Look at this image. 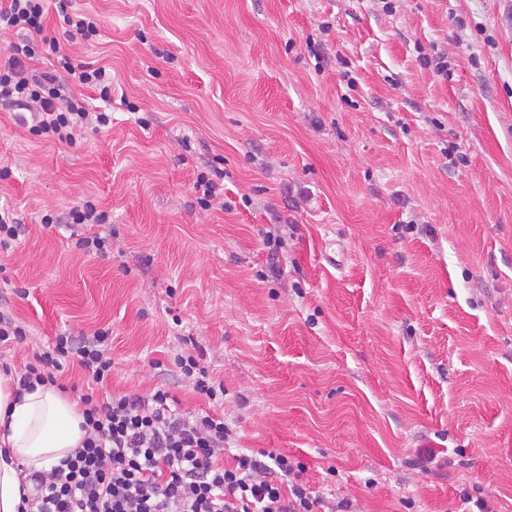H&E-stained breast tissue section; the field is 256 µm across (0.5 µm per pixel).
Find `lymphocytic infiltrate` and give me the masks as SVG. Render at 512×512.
<instances>
[{
  "label": "lymphocytic infiltrate",
  "instance_id": "f902f5d3",
  "mask_svg": "<svg viewBox=\"0 0 512 512\" xmlns=\"http://www.w3.org/2000/svg\"><path fill=\"white\" fill-rule=\"evenodd\" d=\"M47 0H6L0 5V34L28 31L10 44L0 63V100L30 112V130L74 143L88 118L108 126V112L89 115L72 87L112 96V74L103 66L76 64L60 53L52 70L34 68L33 34L44 31ZM108 334L61 336L54 346L36 349L18 378L19 390L55 383L63 358L74 359L95 383L112 375ZM175 364L193 391L210 403L224 398V385L191 354ZM84 438L60 465L32 474L36 495L28 512H351L343 499L331 502L304 478L305 467L285 454L259 451L234 455L224 465L231 431L220 412L185 414L162 387L148 396L92 394L80 397Z\"/></svg>",
  "mask_w": 512,
  "mask_h": 512
}]
</instances>
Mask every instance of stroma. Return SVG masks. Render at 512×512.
<instances>
[{
    "label": "stroma",
    "mask_w": 512,
    "mask_h": 512,
    "mask_svg": "<svg viewBox=\"0 0 512 512\" xmlns=\"http://www.w3.org/2000/svg\"><path fill=\"white\" fill-rule=\"evenodd\" d=\"M74 12L96 35L69 37ZM45 33L111 67L112 126L68 145L0 103L22 226L0 309L29 334L7 362L105 328L108 381L67 361L58 383L197 412L189 352L224 385L231 450L286 454L356 512H512L500 0H49ZM87 200L105 223L72 222ZM94 235L105 255L77 247Z\"/></svg>",
    "instance_id": "1"
}]
</instances>
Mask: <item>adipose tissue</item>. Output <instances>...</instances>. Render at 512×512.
Masks as SVG:
<instances>
[{
  "instance_id": "obj_1",
  "label": "adipose tissue",
  "mask_w": 512,
  "mask_h": 512,
  "mask_svg": "<svg viewBox=\"0 0 512 512\" xmlns=\"http://www.w3.org/2000/svg\"><path fill=\"white\" fill-rule=\"evenodd\" d=\"M82 421L77 401L56 386L17 395L0 375V512H18L25 475L50 471L77 448Z\"/></svg>"
}]
</instances>
